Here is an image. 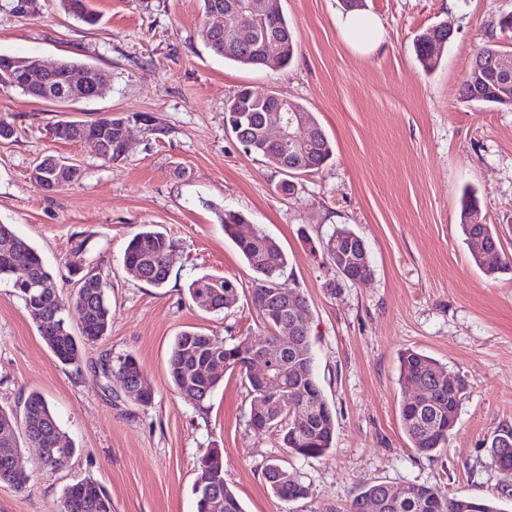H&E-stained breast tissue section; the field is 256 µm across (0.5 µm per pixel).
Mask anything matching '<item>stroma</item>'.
I'll return each mask as SVG.
<instances>
[{"mask_svg":"<svg viewBox=\"0 0 512 512\" xmlns=\"http://www.w3.org/2000/svg\"><path fill=\"white\" fill-rule=\"evenodd\" d=\"M0 0V54L46 62L80 60L109 80L104 95L67 104L35 101L0 88V224L35 247L59 292H76L69 269L89 264L106 282L110 331L61 364L9 280H0V407L29 391L47 399L76 453L60 470H39V450L21 443L26 489L0 483V512H54L63 488L98 483L112 512H196L193 486L204 449L224 451V479L244 512H324L384 481L415 482L452 496L493 500L512 512V486L495 466L491 443L512 431V272L486 274L460 228L459 198L475 190L484 223L498 225L512 256V109L462 102L458 90L473 54L495 37L512 0H365L382 23L381 44L360 52L341 36L342 0H280L295 25L288 68L254 69L205 46L200 0H90V26L61 0H35L28 12ZM445 23L453 35L438 67L425 72L414 40ZM272 90L305 106L329 135L334 156L301 176L294 196L277 189L279 170L244 153L224 126V103L241 87ZM148 113L161 132L134 129L124 161L105 162L92 144L54 138L62 119ZM67 158L79 182L47 193L29 176L36 159ZM246 214L287 253V287L303 291L324 395L336 413L333 448L290 465L311 495L284 502L263 472L279 439L248 424L237 374L205 406L178 394L168 374L175 337L193 330L224 339L261 336L252 273L217 218ZM345 224L361 236L370 280L336 281L307 237ZM153 225L176 248L164 287L122 266L132 235ZM239 283L238 302L214 314L186 286L202 274ZM414 349L459 374L466 390L445 451L427 458L409 446L400 404L411 396L399 355ZM134 355L154 389L149 405L129 400L101 363Z\"/></svg>","mask_w":512,"mask_h":512,"instance_id":"stroma-1","label":"stroma"}]
</instances>
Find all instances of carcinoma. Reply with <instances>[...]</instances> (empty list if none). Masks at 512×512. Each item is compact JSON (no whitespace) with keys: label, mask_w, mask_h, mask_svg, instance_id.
<instances>
[{"label":"carcinoma","mask_w":512,"mask_h":512,"mask_svg":"<svg viewBox=\"0 0 512 512\" xmlns=\"http://www.w3.org/2000/svg\"><path fill=\"white\" fill-rule=\"evenodd\" d=\"M69 13L82 22L93 25L96 15L87 5V0H62ZM233 18L224 21V34L204 27L200 35L205 44L227 61L250 68H263L267 40L275 38L282 43L285 53L281 55V68H286L297 54L298 44L294 23L288 20L282 10L271 12L255 22L259 29L258 38L250 47L228 48L225 46ZM428 32L415 39V54L425 71L431 72L440 59L427 48ZM504 46L490 42L474 54L470 69L475 77L463 82L459 96L465 102H475L487 107H511L512 93L503 91L492 79L494 61ZM0 87L13 88L24 96L42 101L41 89L24 85L11 79L0 81ZM270 93H260L249 87L239 89L225 104L226 125L230 131L240 130L247 143L245 151L264 158L271 155L283 160L278 184L284 195H292L295 180L322 169L332 158L333 145L321 127L316 116L300 103H294L297 111L306 114L312 124L311 151L306 166L298 165L297 159L289 152L288 146L271 144L263 136L264 113L254 108V103ZM126 117L100 118L94 121L64 120L55 130V138L76 142L89 130L100 123L112 125V140L109 141L112 161L124 159L121 144L124 135L123 122ZM479 199L476 193L463 190L460 199V227L465 240L481 235L493 238L496 246L501 242L494 224H474L472 217L479 213ZM225 235L230 238L253 273L252 303L268 332L265 340L273 344L269 352L271 373L282 379L288 387L305 390L307 399L299 404L291 392H281L276 406L271 411L258 403L259 387L243 370V340L229 343L226 340L198 331H184L174 339L168 370L176 391L185 394L198 404L205 403L220 385L222 378H205L199 374L203 360L220 353L224 356L226 370L239 376L249 399V426L255 431L275 430L280 436V450L286 458H275L265 467V478L271 492L278 498L294 502L310 496L309 486L285 465L289 457L318 458L329 452L336 436L335 415L326 401L320 387L311 343V311L303 294L287 288L281 279L287 273L288 256L279 244L264 231L254 229L253 239L239 235L241 225L248 223L240 212L226 210L219 215ZM174 240L167 233L148 226L135 234L128 242L123 254V267L134 269L138 279L156 288L166 284L170 274V257L174 252ZM322 256L345 281L358 282L373 273L368 247L365 241L345 224L337 225L327 236L318 239L311 247ZM7 257L20 260L19 268L27 277L42 284L31 292H21L28 313H40L34 318L38 332L59 362L75 364L81 355V346L94 344L107 335L110 325V302L106 285L98 273L83 271V288L78 290L72 304L68 305L58 294L54 275L46 267L37 250L23 241L9 224H0V261ZM237 289L236 281L227 277L202 275L188 284L187 293L193 302L205 296L210 307L209 313H223L234 307L228 294ZM304 304L303 313L297 317L290 314L289 302L293 294ZM73 308L80 337L70 332L66 322V311ZM297 321L295 331L287 336L277 333L278 320ZM400 376L413 381L421 390L419 401H403L400 420L411 448L420 455L432 456L448 445V438L458 422L459 406L466 389L464 380L457 374L443 370L432 358L418 351L407 349L400 354ZM104 373L119 379L121 386L133 391L130 400L147 405L154 398V389L147 383L145 372L139 361L127 355L112 364L102 363ZM45 418L55 419L46 398L38 391L29 392L20 402L19 409H0V482L14 484L22 489L24 485L14 483L15 472L22 468L17 451L16 432L24 431L28 440H34L38 425ZM40 454L42 466L47 471H56L65 466L75 455L76 448L56 424L49 432L42 433ZM198 477L195 482L196 512H244L233 489L224 481L223 454L220 448L205 449L197 462ZM390 484L377 482L364 486L342 511L330 508L326 512H364L363 504L369 499L386 500ZM472 504L471 512H499L492 501L467 497H450L447 493L424 484H411L405 498L393 501L380 512H461L459 503ZM55 512H112V501L101 487L88 480L67 485L62 492Z\"/></svg>","instance_id":"cac0c4a2"}]
</instances>
